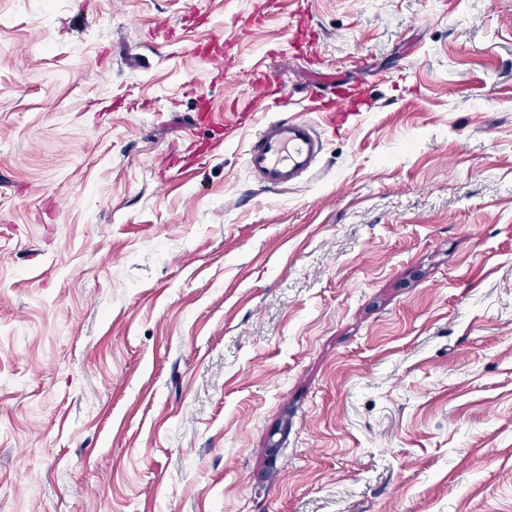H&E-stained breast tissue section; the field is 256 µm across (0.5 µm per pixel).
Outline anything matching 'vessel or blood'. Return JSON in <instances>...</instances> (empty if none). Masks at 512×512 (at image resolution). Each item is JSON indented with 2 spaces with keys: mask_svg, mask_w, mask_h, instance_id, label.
<instances>
[{
  "mask_svg": "<svg viewBox=\"0 0 512 512\" xmlns=\"http://www.w3.org/2000/svg\"><path fill=\"white\" fill-rule=\"evenodd\" d=\"M251 91L247 96L231 99L228 109L214 110L201 105L196 118L208 126L219 128L225 139L250 124L257 112L268 106H286L288 88L275 73L253 70ZM311 102L328 100L329 124L340 125L350 116L349 83L328 79L312 82L307 88ZM323 142L312 121L291 116L264 121L255 132L246 151V167L263 186L282 190L296 184L316 167Z\"/></svg>",
  "mask_w": 512,
  "mask_h": 512,
  "instance_id": "vessel-or-blood-1",
  "label": "vessel or blood"
}]
</instances>
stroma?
<instances>
[{
	"mask_svg": "<svg viewBox=\"0 0 512 512\" xmlns=\"http://www.w3.org/2000/svg\"><path fill=\"white\" fill-rule=\"evenodd\" d=\"M309 26L0 0V512H512V0ZM255 66L374 95L279 192L190 123Z\"/></svg>",
	"mask_w": 512,
	"mask_h": 512,
	"instance_id": "stroma-1",
	"label": "stroma"
}]
</instances>
